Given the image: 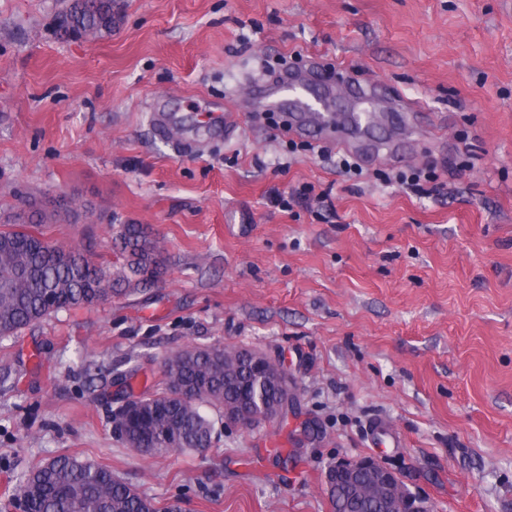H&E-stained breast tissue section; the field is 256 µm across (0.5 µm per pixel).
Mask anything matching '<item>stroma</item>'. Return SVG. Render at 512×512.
<instances>
[{"instance_id": "35a3bbf8", "label": "stroma", "mask_w": 512, "mask_h": 512, "mask_svg": "<svg viewBox=\"0 0 512 512\" xmlns=\"http://www.w3.org/2000/svg\"><path fill=\"white\" fill-rule=\"evenodd\" d=\"M62 6L0 0V223L65 197L87 213L47 238L114 269L115 232L141 224L163 273L0 340L14 377L0 382V512H19L20 474L60 454L179 512H330L326 464L366 456L435 512H512V0H115L111 32L69 39L53 32ZM297 53L332 65L338 100L354 82L389 88L369 137L407 154L352 176L291 150L287 113L254 123L248 88ZM402 98L433 126L387 121ZM227 111L229 137L210 125ZM430 166L425 196L378 177ZM306 186L331 210L270 202ZM186 344L278 357L294 414L216 424L202 452H131L113 410Z\"/></svg>"}]
</instances>
